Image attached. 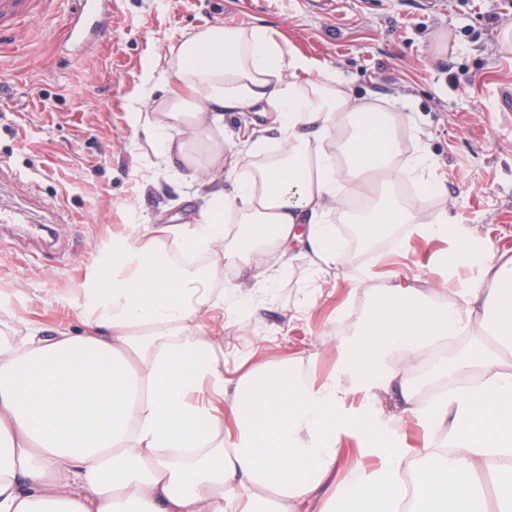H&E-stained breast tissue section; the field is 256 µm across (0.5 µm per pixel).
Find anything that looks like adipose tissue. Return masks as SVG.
Listing matches in <instances>:
<instances>
[{
	"mask_svg": "<svg viewBox=\"0 0 512 512\" xmlns=\"http://www.w3.org/2000/svg\"><path fill=\"white\" fill-rule=\"evenodd\" d=\"M167 100L141 89L147 145L180 163L198 188L247 168L236 199L214 194L193 225L156 224L112 245L88 287L79 330H0V512H478L477 474L512 512V256H480L479 279L453 302L448 286L365 288L368 313L341 344L324 381L260 360L225 376L224 312L271 296L295 245L315 267L343 253L331 212L350 213L367 242L402 224L472 253L479 228L460 229L393 192L408 176L432 187L426 150L404 157L399 111L358 99L335 76L299 87L307 58L261 26L221 23L169 48ZM262 107L276 153L253 141L225 155L209 131L220 112ZM375 206L351 214L354 197ZM240 229L227 242L224 215ZM256 262L259 285L215 292L220 266ZM472 344L424 376L428 349ZM434 395L422 401L423 387ZM398 388L387 415L380 393ZM436 438L419 455L386 444L407 421ZM361 443L345 480L343 437Z\"/></svg>",
	"mask_w": 512,
	"mask_h": 512,
	"instance_id": "adipose-tissue-1",
	"label": "adipose tissue"
}]
</instances>
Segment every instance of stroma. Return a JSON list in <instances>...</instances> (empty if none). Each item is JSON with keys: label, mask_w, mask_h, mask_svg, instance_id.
<instances>
[{"label": "stroma", "mask_w": 512, "mask_h": 512, "mask_svg": "<svg viewBox=\"0 0 512 512\" xmlns=\"http://www.w3.org/2000/svg\"><path fill=\"white\" fill-rule=\"evenodd\" d=\"M76 0H48L19 29L0 33V312L17 331L79 325V288L132 226L193 224L208 204L186 170L154 154L130 104L172 80L155 66L170 45L219 21L266 27L316 70L357 96L402 108L403 150L428 148L440 184L430 201L449 223L490 232L487 252H512V0H112L103 32L83 49L63 41ZM449 243L397 227L316 271L304 248L271 299L224 319V365L246 356L301 358L315 382L336 365L331 345L355 333L368 287H437ZM316 308L299 312L307 294Z\"/></svg>", "instance_id": "35a3bbf8"}]
</instances>
